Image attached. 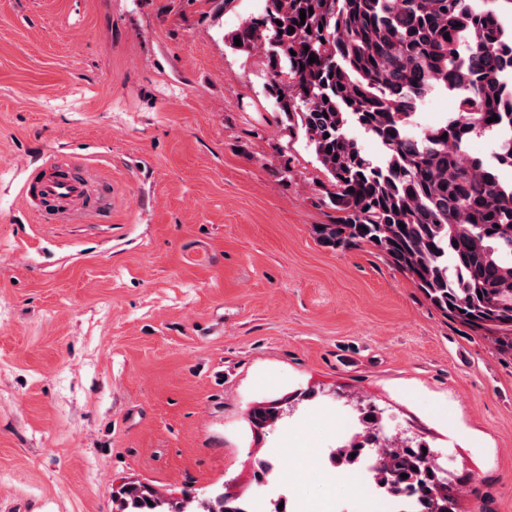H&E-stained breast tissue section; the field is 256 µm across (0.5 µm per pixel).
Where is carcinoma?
<instances>
[{
  "instance_id": "carcinoma-1",
  "label": "carcinoma",
  "mask_w": 512,
  "mask_h": 512,
  "mask_svg": "<svg viewBox=\"0 0 512 512\" xmlns=\"http://www.w3.org/2000/svg\"><path fill=\"white\" fill-rule=\"evenodd\" d=\"M302 9L313 10L303 21ZM237 38L240 50L264 48L279 112L288 130H302L329 179L336 220L321 225L319 242L376 247L435 308L496 333L498 349L512 353V182L498 176L512 169V83L504 80L512 32L497 11L472 0H265L230 45ZM439 92L453 94L455 112L418 129L417 113ZM351 126L383 147L380 158L364 152ZM485 134L496 143L491 161L466 153L470 138ZM282 417L260 404L248 421L263 429ZM358 417L374 447L345 444L336 463L368 453L379 484L415 498L419 512H453L452 488L422 451L428 444L387 436L372 406ZM243 499L217 492L173 502L130 483L118 510L242 512Z\"/></svg>"
}]
</instances>
